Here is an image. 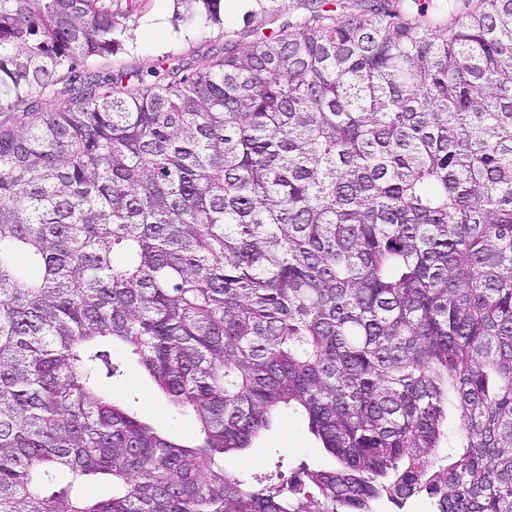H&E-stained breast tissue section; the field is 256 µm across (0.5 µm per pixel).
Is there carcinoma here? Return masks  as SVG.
Instances as JSON below:
<instances>
[{"label":"carcinoma","mask_w":512,"mask_h":512,"mask_svg":"<svg viewBox=\"0 0 512 512\" xmlns=\"http://www.w3.org/2000/svg\"><path fill=\"white\" fill-rule=\"evenodd\" d=\"M313 2L149 82L76 72L138 0H0V512H512V0ZM280 407L338 466L247 485ZM123 375L103 378L101 391L118 403L137 410L146 420L165 432L173 433L181 442H190L198 431V423L191 416H172L167 405L155 397L153 386L142 369L134 362L124 365Z\"/></svg>","instance_id":"carcinoma-1"}]
</instances>
